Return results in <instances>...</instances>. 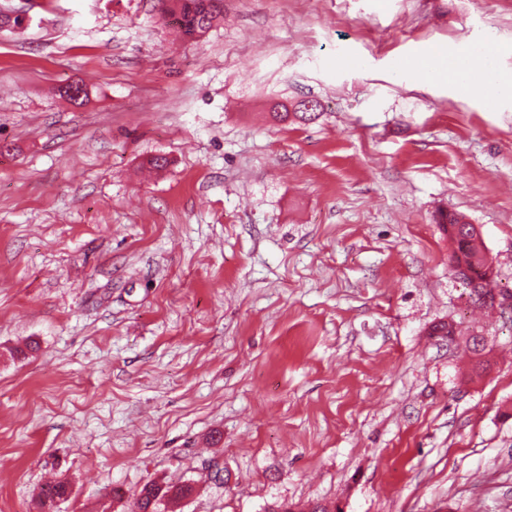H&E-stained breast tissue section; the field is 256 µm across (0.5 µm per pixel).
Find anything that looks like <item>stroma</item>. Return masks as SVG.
<instances>
[{
  "label": "stroma",
  "instance_id": "obj_1",
  "mask_svg": "<svg viewBox=\"0 0 512 512\" xmlns=\"http://www.w3.org/2000/svg\"><path fill=\"white\" fill-rule=\"evenodd\" d=\"M0 512H512V98L396 68L493 43L512 0H0ZM84 85L77 103L66 84ZM313 99L282 123L272 101ZM162 155L165 168H149ZM452 320L456 343L433 335ZM487 369L472 372V331ZM162 11L177 16L184 35L195 38L206 33L221 14L222 0H161ZM438 223L446 225L451 224L452 226L457 228L459 236L465 242V249L462 251L461 257H459L455 251H453L451 257V263L454 267L456 262L463 261L466 264H469L471 267L483 266L487 262V257L485 255L484 243L481 238L480 232L474 226V224H470L466 217L462 214L458 213H450V212H440L438 214ZM194 492L191 483L176 485L145 484L133 502V512H168V505L190 497Z\"/></svg>",
  "mask_w": 512,
  "mask_h": 512
}]
</instances>
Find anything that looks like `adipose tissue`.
I'll use <instances>...</instances> for the list:
<instances>
[{"label":"adipose tissue","instance_id":"ef3b65f1","mask_svg":"<svg viewBox=\"0 0 512 512\" xmlns=\"http://www.w3.org/2000/svg\"><path fill=\"white\" fill-rule=\"evenodd\" d=\"M472 50L481 61L480 69H457L447 66L448 52H441L440 57L445 64L439 71H431L427 64H420L418 70L421 76L428 77L431 74H439L440 77L459 87L480 88L489 91L493 96L505 98L512 95V78H506L499 73L496 67L497 53L495 48L487 42H479L473 45Z\"/></svg>","mask_w":512,"mask_h":512}]
</instances>
